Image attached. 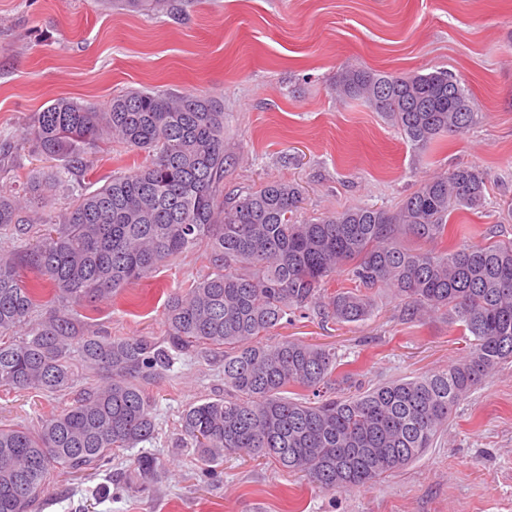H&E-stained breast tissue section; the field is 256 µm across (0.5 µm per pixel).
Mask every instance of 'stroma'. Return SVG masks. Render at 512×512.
I'll use <instances>...</instances> for the list:
<instances>
[{
  "label": "stroma",
  "mask_w": 512,
  "mask_h": 512,
  "mask_svg": "<svg viewBox=\"0 0 512 512\" xmlns=\"http://www.w3.org/2000/svg\"><path fill=\"white\" fill-rule=\"evenodd\" d=\"M346 68L450 72L481 117L440 147L415 149L367 104L339 101L336 77ZM134 88L218 102L231 158L225 193L298 184L301 220L363 205L392 210L434 174L473 162L487 178L488 205L450 214L458 241L512 238V0H190L177 19L117 10L112 0H0V141L21 160L0 162V192L19 193L29 173L51 166L29 139L37 112L60 98L101 105ZM148 161L113 140L95 150L74 186L92 191ZM209 269L207 248L197 245L116 297L82 307L84 327L166 340L167 298ZM376 301L367 320L336 325L309 312L268 338L336 348L366 385L463 356L459 324L440 315L408 323L390 295ZM146 390L154 437L116 451L107 471L58 478L43 512H512V364L457 406L422 458L373 486L335 493L239 457L218 465L219 483L204 481L180 417L191 404L223 397L217 351L178 354ZM73 397L0 386V428L34 429ZM143 455L160 480L137 489L131 477Z\"/></svg>",
  "instance_id": "1"
}]
</instances>
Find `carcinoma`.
Instances as JSON below:
<instances>
[{
	"mask_svg": "<svg viewBox=\"0 0 512 512\" xmlns=\"http://www.w3.org/2000/svg\"><path fill=\"white\" fill-rule=\"evenodd\" d=\"M112 5L181 16L187 2ZM336 89L381 113L417 149L479 119L448 72L344 69ZM29 136L61 164L33 176L18 196L0 194V232L32 238L26 249L0 253V385L65 391L76 351L86 372L106 380L34 431L0 428V512H33L56 474L98 470L114 451L151 439L156 423L144 383L170 367L174 352L196 345L224 357V397L181 415L199 458L266 460L326 492L374 484L420 459L457 405L512 361V240L458 244L448 224L457 209L484 207L488 189L475 165L425 180L394 211L357 206L299 224L302 196L293 183L224 197V112L206 96L132 90L103 108L61 98L37 113ZM114 137L151 162L80 193L61 213L48 209L69 177L90 167L91 151ZM405 237L432 248H410ZM202 242L211 271L167 302L168 345L102 339L69 312ZM341 271L355 288L328 291ZM380 289L399 299L403 321L442 312L463 323L465 356L369 387L334 348L263 341L310 307L326 322L364 321ZM22 327L27 335L4 341ZM134 478L142 484L158 474L143 458Z\"/></svg>",
	"mask_w": 512,
	"mask_h": 512,
	"instance_id": "cac0c4a2",
	"label": "carcinoma"
}]
</instances>
